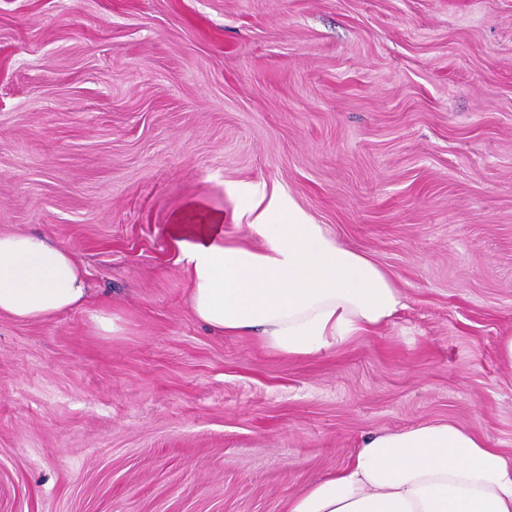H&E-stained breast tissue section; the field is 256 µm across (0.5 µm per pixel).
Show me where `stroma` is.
Masks as SVG:
<instances>
[{
    "label": "stroma",
    "mask_w": 512,
    "mask_h": 512,
    "mask_svg": "<svg viewBox=\"0 0 512 512\" xmlns=\"http://www.w3.org/2000/svg\"><path fill=\"white\" fill-rule=\"evenodd\" d=\"M252 200L403 309L309 357L211 333L170 229L257 245ZM0 232L90 288L0 316V512H283L431 421L512 455V0H0Z\"/></svg>",
    "instance_id": "35a3bbf8"
}]
</instances>
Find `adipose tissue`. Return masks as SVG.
<instances>
[{
	"label": "adipose tissue",
	"instance_id": "obj_1",
	"mask_svg": "<svg viewBox=\"0 0 512 512\" xmlns=\"http://www.w3.org/2000/svg\"><path fill=\"white\" fill-rule=\"evenodd\" d=\"M251 247L220 224L176 228L193 315L218 335L252 333L273 352L317 354L382 328L402 295L388 273L289 207L249 225ZM86 271L47 237L0 233V316L43 322L84 308ZM286 512H512V457L452 421L367 437L345 469L289 498Z\"/></svg>",
	"mask_w": 512,
	"mask_h": 512
}]
</instances>
